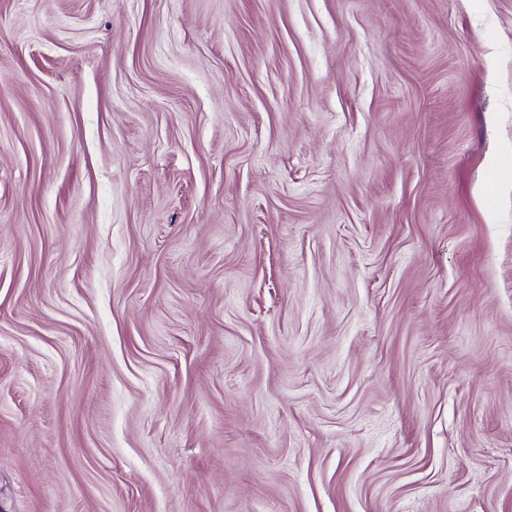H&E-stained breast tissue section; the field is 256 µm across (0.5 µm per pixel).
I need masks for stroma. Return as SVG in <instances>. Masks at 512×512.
Here are the masks:
<instances>
[{
  "mask_svg": "<svg viewBox=\"0 0 512 512\" xmlns=\"http://www.w3.org/2000/svg\"><path fill=\"white\" fill-rule=\"evenodd\" d=\"M0 512H512V0H0Z\"/></svg>",
  "mask_w": 512,
  "mask_h": 512,
  "instance_id": "35a3bbf8",
  "label": "stroma"
}]
</instances>
